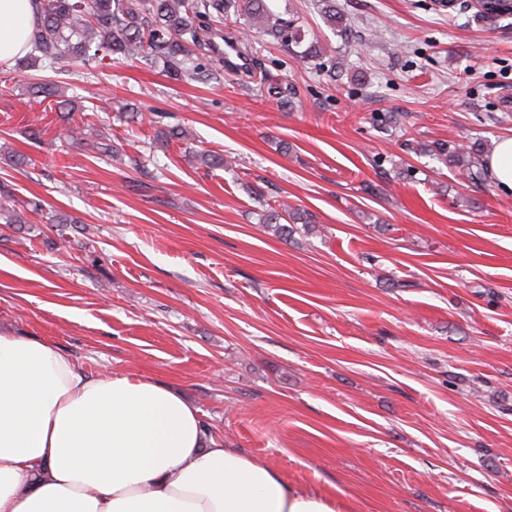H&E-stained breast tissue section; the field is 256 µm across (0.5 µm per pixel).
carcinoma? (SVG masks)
Wrapping results in <instances>:
<instances>
[{
	"label": "carcinoma",
	"mask_w": 512,
	"mask_h": 512,
	"mask_svg": "<svg viewBox=\"0 0 512 512\" xmlns=\"http://www.w3.org/2000/svg\"><path fill=\"white\" fill-rule=\"evenodd\" d=\"M235 12L248 18L270 41L299 47L306 33L292 21L273 17L265 0H42L39 22L30 39V51L16 67H33L41 62L49 68L79 62L87 69L100 59L119 55L125 59L161 60L174 80L210 75L199 58L206 32L212 23ZM32 95L55 102L61 118L72 121L75 105L65 87L44 83L32 88ZM440 154L471 179L478 178L481 159L464 147L441 145ZM294 214L280 205L264 215V227L288 239ZM0 220L6 224L28 223L16 207L14 193L0 188Z\"/></svg>",
	"instance_id": "cac0c4a2"
}]
</instances>
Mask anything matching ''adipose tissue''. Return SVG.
<instances>
[{
    "label": "adipose tissue",
    "mask_w": 512,
    "mask_h": 512,
    "mask_svg": "<svg viewBox=\"0 0 512 512\" xmlns=\"http://www.w3.org/2000/svg\"><path fill=\"white\" fill-rule=\"evenodd\" d=\"M41 0H0V63L28 50ZM0 512H341L207 438L197 407L130 375L94 376L0 332Z\"/></svg>",
    "instance_id": "1"
}]
</instances>
